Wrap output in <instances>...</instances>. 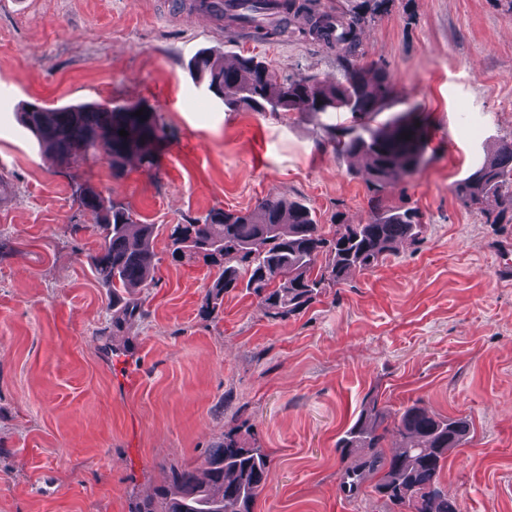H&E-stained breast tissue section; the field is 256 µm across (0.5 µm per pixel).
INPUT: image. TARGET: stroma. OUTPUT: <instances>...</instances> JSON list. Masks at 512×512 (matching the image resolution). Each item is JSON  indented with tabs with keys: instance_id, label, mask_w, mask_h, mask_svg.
Here are the masks:
<instances>
[{
	"instance_id": "35a3bbf8",
	"label": "stroma",
	"mask_w": 512,
	"mask_h": 512,
	"mask_svg": "<svg viewBox=\"0 0 512 512\" xmlns=\"http://www.w3.org/2000/svg\"><path fill=\"white\" fill-rule=\"evenodd\" d=\"M189 3L0 0V512H138L230 430L272 460L254 512H390L377 474L342 496L353 461L336 441L370 393L467 417L442 483L460 512H512V224L483 223L457 195L512 138V12L412 0L366 32L365 61L395 85L376 125L404 116L425 135L422 166L384 196L419 208L426 231L281 321L243 288L208 300L216 268L173 261L170 228L269 195L326 226L366 219L365 180L326 135L358 126L347 112L228 110L189 63L208 50L333 81L339 52L201 23ZM33 101L153 108L158 161L118 178L103 157L59 166L16 119ZM84 184L158 227L155 283L119 330L89 259L100 230L75 200Z\"/></svg>"
}]
</instances>
